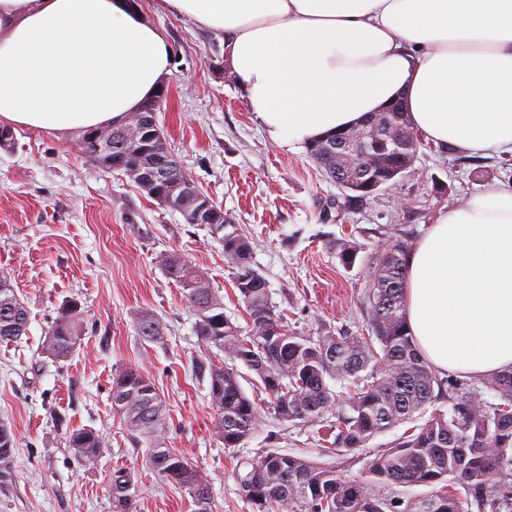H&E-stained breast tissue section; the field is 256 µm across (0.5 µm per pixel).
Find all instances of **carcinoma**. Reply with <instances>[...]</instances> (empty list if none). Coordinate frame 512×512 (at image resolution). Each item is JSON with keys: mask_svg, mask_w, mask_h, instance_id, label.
<instances>
[{"mask_svg": "<svg viewBox=\"0 0 512 512\" xmlns=\"http://www.w3.org/2000/svg\"><path fill=\"white\" fill-rule=\"evenodd\" d=\"M355 138L349 128L316 140L307 153L336 180L346 159L336 150V137ZM135 141L112 147L118 166L132 161ZM423 146L382 145L375 180L392 183L391 171ZM224 248L234 285L248 315L247 326L224 314V303L209 279L176 254L167 256L165 273L182 289L196 312L194 331L204 345L192 359L197 380L207 381L216 426L224 447L237 448L254 432L259 409L243 392L237 364L253 371L270 405L283 420L322 425L336 432L334 445L347 453L402 424L440 400L424 424L397 444L364 463L366 478L344 477L335 464L269 450L239 476L240 490L252 512H512V369L478 379L480 385L450 375L440 376L422 355L408 331L405 281L409 244L387 243L368 269L366 336L327 332L317 338L294 332L276 312L265 278L252 266V246L234 221L214 203L203 224ZM82 313L66 302L45 334L43 353L54 363L73 357L83 339ZM30 315L10 280L0 275V342L27 335ZM138 336L161 343L164 324L149 312L139 314ZM224 354L213 356V350ZM347 388L336 411L329 381ZM112 411L131 433L149 444V464L162 479L191 498L193 512H213L210 480L184 457L167 447V408L152 379L136 369L120 372L112 382ZM68 444L80 466H93L102 452V436L85 428L69 431ZM13 429L0 423V491L16 477ZM432 487L426 494L412 488ZM112 512H136L138 484L125 468L112 471Z\"/></svg>", "mask_w": 512, "mask_h": 512, "instance_id": "1", "label": "carcinoma"}]
</instances>
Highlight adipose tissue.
<instances>
[{
    "instance_id": "obj_1",
    "label": "adipose tissue",
    "mask_w": 512,
    "mask_h": 512,
    "mask_svg": "<svg viewBox=\"0 0 512 512\" xmlns=\"http://www.w3.org/2000/svg\"><path fill=\"white\" fill-rule=\"evenodd\" d=\"M222 32L267 135L306 144L404 95L424 140L512 153V0H160ZM131 0H0V123L68 132L124 122L171 72ZM406 315L427 361L512 367V184L442 212L410 250Z\"/></svg>"
}]
</instances>
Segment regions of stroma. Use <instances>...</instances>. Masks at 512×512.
Segmentation results:
<instances>
[{
    "instance_id": "1",
    "label": "stroma",
    "mask_w": 512,
    "mask_h": 512,
    "mask_svg": "<svg viewBox=\"0 0 512 512\" xmlns=\"http://www.w3.org/2000/svg\"><path fill=\"white\" fill-rule=\"evenodd\" d=\"M140 2L173 56L157 114L167 148L249 238L273 305L301 335L367 333L371 258L390 241L416 243L441 210L489 186L512 184L511 153L485 157L480 176L475 165L428 144L414 176L346 202L306 147L279 145L262 129L229 77L223 33L159 9L156 0ZM15 135L14 149H0V274L27 304L31 322L20 341L0 343V422L17 438V478L0 492V512H111L108 482L117 468L135 476L136 512H192L183 490L148 469L146 444L112 411V379L127 368L154 381L167 406V445L211 481L214 512H251L237 475L241 463L267 450L323 461L316 427L280 419L247 369L240 384L259 403L260 420L244 444L225 447L208 385L191 376V361L202 351L194 311L160 257L180 255L206 275L225 314L242 326L247 315L222 245L123 173L103 170L80 148L78 132L19 128ZM346 241L359 247L350 266L339 258ZM72 299L86 335L75 355L56 365L42 343ZM144 311L165 324L163 343L138 336L135 321ZM75 428L104 440L94 468L73 458L67 436ZM406 430L399 425L336 457L341 473L360 478L365 460L393 447Z\"/></svg>"
}]
</instances>
